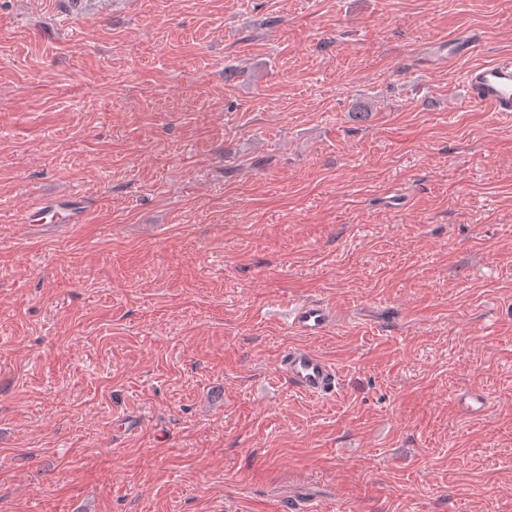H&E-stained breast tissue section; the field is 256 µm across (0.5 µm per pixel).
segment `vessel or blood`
Instances as JSON below:
<instances>
[{"mask_svg":"<svg viewBox=\"0 0 512 512\" xmlns=\"http://www.w3.org/2000/svg\"><path fill=\"white\" fill-rule=\"evenodd\" d=\"M465 83L470 104L512 118L511 56L470 67L465 73ZM48 214L61 224H79L85 218L79 197L65 195L28 206L24 221L37 224ZM290 319L292 329L298 334L320 336L328 330L333 315L325 304L303 301L294 306ZM279 372L291 387L315 398L335 394L340 383L336 365L307 347L288 348L279 361Z\"/></svg>","mask_w":512,"mask_h":512,"instance_id":"vessel-or-blood-1","label":"vessel or blood"}]
</instances>
